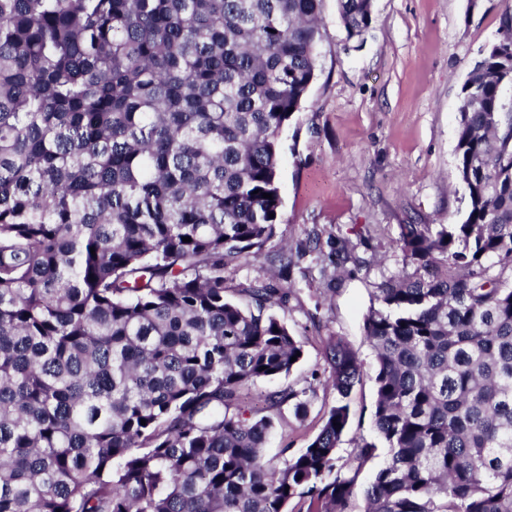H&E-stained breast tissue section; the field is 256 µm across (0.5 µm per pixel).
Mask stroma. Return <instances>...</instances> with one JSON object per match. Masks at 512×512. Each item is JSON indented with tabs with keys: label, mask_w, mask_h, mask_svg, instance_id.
<instances>
[{
	"label": "stroma",
	"mask_w": 512,
	"mask_h": 512,
	"mask_svg": "<svg viewBox=\"0 0 512 512\" xmlns=\"http://www.w3.org/2000/svg\"><path fill=\"white\" fill-rule=\"evenodd\" d=\"M504 8L505 0H372L373 22L359 44L348 39L336 0H325L318 76L282 142L281 222L263 258L225 266L226 295L246 302V288L266 282L269 256L297 250L313 236L321 250L346 239L359 255L384 263L365 270L349 262L335 274L314 254L295 260L293 294L276 314L302 341L304 355L288 376L254 384L248 401L264 416L266 395L290 387L306 402L307 415L300 422L292 405L283 407L267 456L285 445L304 448L334 404L323 382L329 373L323 341L330 336L345 339L363 364L339 456L348 459L359 437H373L374 354L363 320L381 272L398 267L402 225L436 231L466 218L455 170L461 87L496 40Z\"/></svg>",
	"instance_id": "obj_1"
}]
</instances>
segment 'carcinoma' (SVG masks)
<instances>
[{"mask_svg":"<svg viewBox=\"0 0 512 512\" xmlns=\"http://www.w3.org/2000/svg\"><path fill=\"white\" fill-rule=\"evenodd\" d=\"M336 2L363 41L371 0ZM323 3L0 0V512H354L381 454L364 512H512L509 4L461 88L467 217L403 225L364 319L377 438L339 463L362 377L340 336L306 447L264 452L299 392L247 408L303 348L271 313L292 285L244 307L224 265L260 258L281 221L280 136Z\"/></svg>","mask_w":512,"mask_h":512,"instance_id":"carcinoma-1","label":"carcinoma"}]
</instances>
